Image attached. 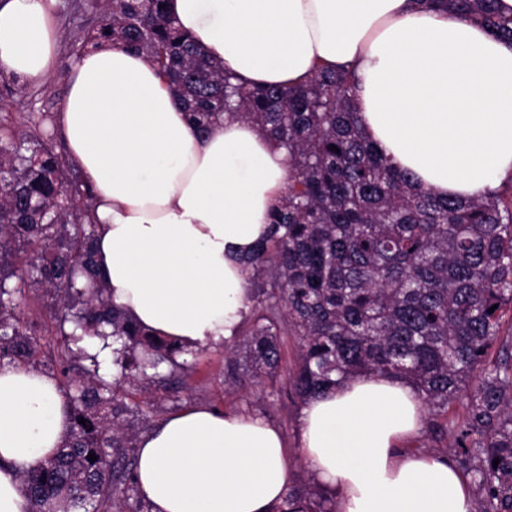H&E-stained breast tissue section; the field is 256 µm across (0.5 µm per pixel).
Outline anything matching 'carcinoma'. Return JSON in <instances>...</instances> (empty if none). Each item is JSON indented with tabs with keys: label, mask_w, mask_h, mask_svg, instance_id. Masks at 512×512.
I'll use <instances>...</instances> for the list:
<instances>
[{
	"label": "carcinoma",
	"mask_w": 512,
	"mask_h": 512,
	"mask_svg": "<svg viewBox=\"0 0 512 512\" xmlns=\"http://www.w3.org/2000/svg\"><path fill=\"white\" fill-rule=\"evenodd\" d=\"M417 2L512 41V16L500 15L496 0ZM165 3L103 0L104 21L87 42L143 53L200 131L232 112L284 145L292 169L268 237L247 262L252 324L231 354L259 382L281 368V337H295L288 383L303 400L361 376L407 381L433 416L434 438H453L445 452L458 455L478 490V512H512V333L500 337L504 309L512 308V196L440 198L416 186L365 136L346 72L319 68L297 86L231 84ZM90 200L40 139L0 124V366L38 367L37 337H50L57 356L46 373L66 395L71 419L56 454L21 475L28 512H123L137 490V432L125 421L146 429L150 417L121 385L190 391L194 364L177 357L203 352L155 339L112 305ZM27 293L53 295L50 322L17 317L16 297ZM106 336L108 379L105 359L89 352ZM466 389L460 425L448 405ZM272 512L335 508L324 491L304 485Z\"/></svg>",
	"instance_id": "obj_1"
}]
</instances>
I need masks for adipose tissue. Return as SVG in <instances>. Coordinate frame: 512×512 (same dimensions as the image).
Listing matches in <instances>:
<instances>
[{"mask_svg": "<svg viewBox=\"0 0 512 512\" xmlns=\"http://www.w3.org/2000/svg\"><path fill=\"white\" fill-rule=\"evenodd\" d=\"M57 0H0V75L22 83L59 61ZM178 24L248 86L299 84L315 67L355 75L366 136L442 198L512 177V42L412 0H168ZM93 187L97 262L113 303L147 333L189 347L233 340L249 312L246 262L288 189L287 149L220 115L200 133L144 54L105 42L69 64L55 121ZM418 393L385 375L309 399L300 445L336 512H475L453 459L406 449ZM70 429L47 374L0 368V512H27L22 471ZM151 512H271L294 481L281 430L194 405L137 440Z\"/></svg>", "mask_w": 512, "mask_h": 512, "instance_id": "obj_1", "label": "adipose tissue"}]
</instances>
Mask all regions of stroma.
Listing matches in <instances>:
<instances>
[{"label": "stroma", "instance_id": "35a3bbf8", "mask_svg": "<svg viewBox=\"0 0 512 512\" xmlns=\"http://www.w3.org/2000/svg\"><path fill=\"white\" fill-rule=\"evenodd\" d=\"M102 19L101 0H59L61 53L58 68L39 85H24L1 77L0 122L34 136H42L38 120L43 114L58 112L67 88L68 64L81 53L84 36L97 28ZM193 387L192 393L182 392L175 398L162 391L150 393L144 396L143 406L155 422L191 404L271 420L283 431L288 448L296 458V484H315L314 474L299 457V426L304 402L287 390L284 374L253 383L243 364L235 362L224 348L217 346L196 358Z\"/></svg>", "mask_w": 512, "mask_h": 512}]
</instances>
